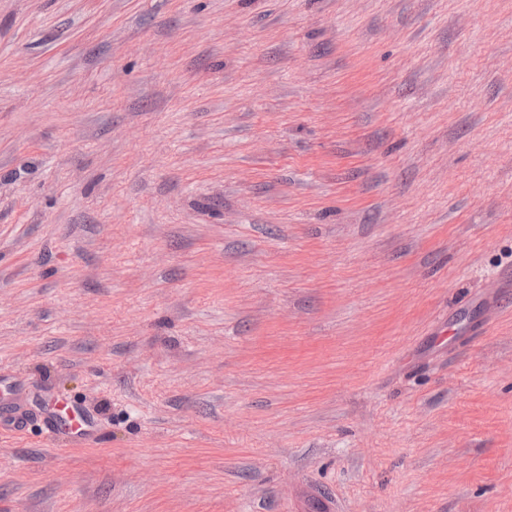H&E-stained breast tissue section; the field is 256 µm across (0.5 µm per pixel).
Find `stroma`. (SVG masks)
Here are the masks:
<instances>
[{
  "label": "stroma",
  "instance_id": "1",
  "mask_svg": "<svg viewBox=\"0 0 512 512\" xmlns=\"http://www.w3.org/2000/svg\"><path fill=\"white\" fill-rule=\"evenodd\" d=\"M0 376V512H512V0H0ZM50 438H70L81 440L90 437L95 431L93 418L83 411L67 405H54L48 419Z\"/></svg>",
  "mask_w": 512,
  "mask_h": 512
}]
</instances>
